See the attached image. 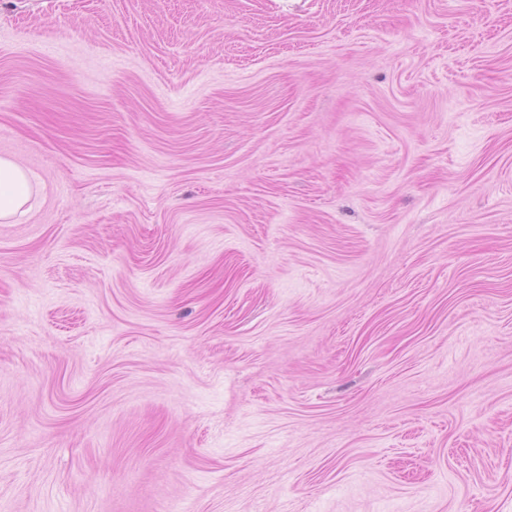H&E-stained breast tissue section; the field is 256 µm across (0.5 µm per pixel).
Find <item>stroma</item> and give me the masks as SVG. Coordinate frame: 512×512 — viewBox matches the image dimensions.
Listing matches in <instances>:
<instances>
[{
	"label": "stroma",
	"instance_id": "stroma-1",
	"mask_svg": "<svg viewBox=\"0 0 512 512\" xmlns=\"http://www.w3.org/2000/svg\"><path fill=\"white\" fill-rule=\"evenodd\" d=\"M0 512H512V0H0ZM34 193L30 174L8 158H0V222L8 223L23 215Z\"/></svg>",
	"mask_w": 512,
	"mask_h": 512
}]
</instances>
